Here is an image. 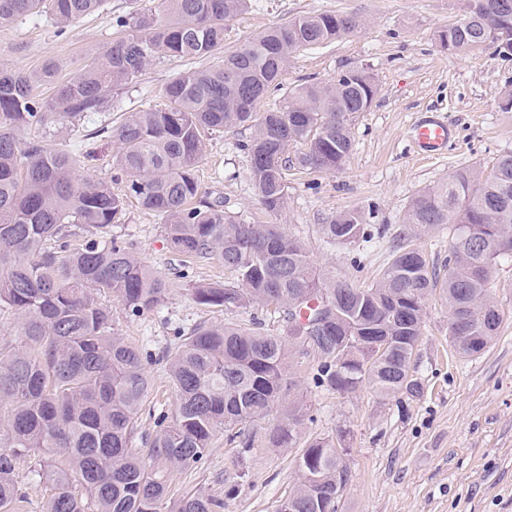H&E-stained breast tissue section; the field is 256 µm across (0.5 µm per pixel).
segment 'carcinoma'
I'll use <instances>...</instances> for the list:
<instances>
[{
	"label": "carcinoma",
	"mask_w": 512,
	"mask_h": 512,
	"mask_svg": "<svg viewBox=\"0 0 512 512\" xmlns=\"http://www.w3.org/2000/svg\"><path fill=\"white\" fill-rule=\"evenodd\" d=\"M105 2L0 0V27L46 13L63 30ZM162 6L161 17L133 10L117 18L126 35L72 80L56 84L44 111L34 87L52 77L50 70L0 69V314L12 317L21 337L17 346L0 347V512H15L25 496V460L39 466L50 486L44 512H222L224 500L203 493L164 506L166 472L203 465L220 433L241 456L257 452L255 436L242 427L264 420L296 386L290 359L297 351L315 343L322 352L312 376L318 388L342 394L366 386L382 398H417L420 378L402 380L411 369L410 345L368 367L340 366L336 337L372 330L406 342L421 331L422 305L438 287L460 356L484 352L501 324L486 318L497 306L487 258L512 259V152L487 175L463 166L421 190L381 276L367 286L348 281L322 305L315 299L336 290V282L321 281L303 243L282 225L251 224L210 201L193 203L209 131H251L240 147L270 213L287 201L291 144L303 146L295 158L302 170L344 169L354 114L367 111L379 91L366 70H345L325 85L301 84L264 111L259 104L280 86L296 52L354 33L363 25L356 15L306 14L271 27L207 67L175 75L164 89L165 107L101 126L97 133L120 144L117 165L127 176L121 195L105 182L76 177V160L51 138L20 137L32 125L77 123L112 110V93L157 59L212 57L224 44V23L243 13L248 0H162ZM435 39L454 52H512V0H467L464 18ZM129 198L162 219L174 254L215 261L229 272L222 282L192 283L196 303L222 310L273 305L288 317L284 336L233 323L194 328L167 361L175 408L158 421L147 458L133 442L150 386L148 356L114 332L106 298L140 316L162 305L168 283L112 237ZM445 224L453 234L448 274L440 280L417 240ZM322 232L338 245L371 238L358 210L336 215ZM306 416L302 398L288 401L266 435L267 447H293ZM342 465L334 439L310 440L297 459V485L275 512H336L331 494Z\"/></svg>",
	"instance_id": "1"
}]
</instances>
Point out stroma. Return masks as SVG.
Returning <instances> with one entry per match:
<instances>
[{"instance_id":"35a3bbf8","label":"stroma","mask_w":512,"mask_h":512,"mask_svg":"<svg viewBox=\"0 0 512 512\" xmlns=\"http://www.w3.org/2000/svg\"><path fill=\"white\" fill-rule=\"evenodd\" d=\"M160 10V0H107L104 10L58 32L49 18H18L0 28V69L24 73L52 65L54 79L39 84L40 104L51 103L55 83L76 76L85 60L121 37L116 15L135 9ZM355 13L363 25L333 43L300 51L281 76L282 88L306 81L328 83L351 68H363L380 92L368 111L351 125L353 151L345 168L308 174L286 173L287 206L272 214L260 204L250 177L249 160L239 145L241 128L212 131L197 167L199 193L221 201L226 213L259 224H280L306 246L324 280L344 277L359 284L382 274L390 261L389 239L403 229L411 200L462 166L490 170L512 152V112L501 111L512 90V55L493 50L452 53L439 46L436 31L462 19L463 0H250L245 12L226 21L224 48L234 51L271 26L311 13ZM200 59L163 58L119 90L111 112L113 125L131 112L165 104L164 88L178 72L203 67ZM443 114L458 130L445 155L422 159L413 151L411 131L425 113ZM58 146L71 150L79 177L105 181L114 193L119 179V145L109 138L82 145L74 125L59 122L51 131ZM32 126L23 138L44 136ZM365 212L368 224L383 230L381 243L332 245L324 224L340 212ZM114 236L132 243L136 255L169 284L158 309L126 315L113 305L117 334L151 353L150 389L139 431L152 436L159 415L172 413L175 395L166 358L199 324L234 322L248 326L250 311H224L197 304L189 281L224 278L223 267L197 265L189 279L178 276L160 219L129 201ZM490 288L503 320L485 352L459 357L448 339V309L441 291L430 295L422 340L413 356L423 384L421 397L383 399L369 388L340 395L314 387L312 353L294 355L291 369L309 413L301 439L345 436L350 480L338 512H512V261L498 262ZM298 449L261 450L240 457L237 447L217 437L207 463L172 472L168 501L203 492L223 498L224 512H274L296 479Z\"/></svg>"}]
</instances>
